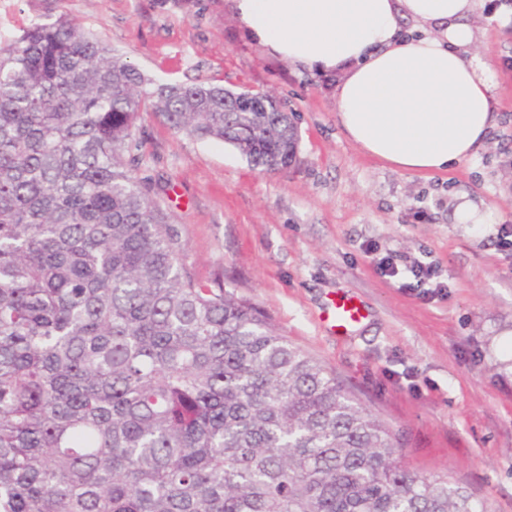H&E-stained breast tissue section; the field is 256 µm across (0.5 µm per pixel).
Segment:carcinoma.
I'll return each instance as SVG.
<instances>
[{
  "label": "carcinoma",
  "instance_id": "obj_1",
  "mask_svg": "<svg viewBox=\"0 0 512 512\" xmlns=\"http://www.w3.org/2000/svg\"><path fill=\"white\" fill-rule=\"evenodd\" d=\"M152 112L277 172L272 97L157 83L65 17L0 47V512H484L249 300L133 176Z\"/></svg>",
  "mask_w": 512,
  "mask_h": 512
}]
</instances>
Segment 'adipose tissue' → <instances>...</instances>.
Instances as JSON below:
<instances>
[{
	"mask_svg": "<svg viewBox=\"0 0 512 512\" xmlns=\"http://www.w3.org/2000/svg\"><path fill=\"white\" fill-rule=\"evenodd\" d=\"M248 36L296 67L341 74L338 119L399 170H448L494 125L486 63L469 57L482 0H226ZM427 25L403 35L405 22Z\"/></svg>",
	"mask_w": 512,
	"mask_h": 512,
	"instance_id": "adipose-tissue-1",
	"label": "adipose tissue"
}]
</instances>
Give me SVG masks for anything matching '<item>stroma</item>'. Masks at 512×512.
<instances>
[{"mask_svg":"<svg viewBox=\"0 0 512 512\" xmlns=\"http://www.w3.org/2000/svg\"><path fill=\"white\" fill-rule=\"evenodd\" d=\"M512 0H484L472 47L491 67L495 124L468 161L430 176L366 155L336 112V87L245 37L224 0H0V45L66 17L156 82L203 81L275 97L299 131L287 170L253 169L153 113L136 126L135 174L174 226L186 268L253 302L368 411L401 434L409 471L464 487L487 512H512ZM469 200L488 224H459ZM430 262L426 297L376 274L377 258ZM365 309L349 334L325 308Z\"/></svg>","mask_w":512,"mask_h":512,"instance_id":"stroma-1","label":"stroma"}]
</instances>
